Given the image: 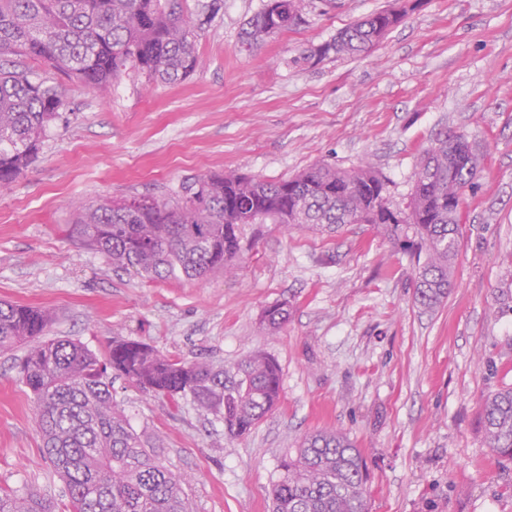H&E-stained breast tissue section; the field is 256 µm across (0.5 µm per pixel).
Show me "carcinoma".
<instances>
[{
	"label": "carcinoma",
	"mask_w": 512,
	"mask_h": 512,
	"mask_svg": "<svg viewBox=\"0 0 512 512\" xmlns=\"http://www.w3.org/2000/svg\"><path fill=\"white\" fill-rule=\"evenodd\" d=\"M184 0H0V186H10L41 149L64 106L58 86L14 64L30 58L100 91L130 65L150 83H172L199 66L197 27L221 9L211 0L198 23ZM304 0H268L247 21L242 45L302 23ZM402 20L391 11L367 15L310 51L356 56L370 51ZM458 133H445L420 155L409 201L391 207L385 180L371 167L315 164L280 180L237 173L199 178L174 200L101 198L76 210L70 234L118 270L150 281L202 280L238 258L240 227L268 221L320 229L374 224L404 241L415 267V302L439 307L452 286L460 248L464 192L481 172L476 146L457 153ZM288 304L267 308L264 325L288 320ZM53 322L46 308L1 301L0 352L30 348L19 365L34 403L44 458L65 483L71 512H192L183 482L156 462L162 439H145L114 402L112 379L172 400L190 399L224 421L231 437L250 433L280 398V370L256 352L234 381L205 361L175 360L131 340L101 358L72 339L42 342ZM487 447L512 459V387L482 400ZM272 512H368V473L360 451L339 430L304 435L279 463ZM0 512H51L40 496L0 495Z\"/></svg>",
	"instance_id": "cac0c4a2"
}]
</instances>
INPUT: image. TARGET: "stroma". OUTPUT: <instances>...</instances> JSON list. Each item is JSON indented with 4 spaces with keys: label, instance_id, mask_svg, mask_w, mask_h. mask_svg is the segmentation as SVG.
Here are the masks:
<instances>
[{
    "label": "stroma",
    "instance_id": "stroma-1",
    "mask_svg": "<svg viewBox=\"0 0 512 512\" xmlns=\"http://www.w3.org/2000/svg\"><path fill=\"white\" fill-rule=\"evenodd\" d=\"M265 2L222 0L183 81L129 66L105 92L64 82L38 157L0 191V301L53 310L50 337L101 357L125 339L228 372L258 351L276 360L280 402L239 438L190 400L114 381L134 430L161 436L193 512H270L281 457L325 429L363 455L369 512H512V460L481 424L483 397L512 384V0H310L301 25L245 49ZM403 5L368 54L304 59ZM446 131L479 147L483 171L464 195L455 285L433 311L414 302L406 252L369 224L244 225L233 268L202 282L113 270L70 236L75 208L102 196L167 198L209 174L279 180L316 163L369 162L401 208ZM281 302L288 320L268 331L263 312ZM25 353L0 354V490L70 512L16 368Z\"/></svg>",
    "mask_w": 512,
    "mask_h": 512
}]
</instances>
